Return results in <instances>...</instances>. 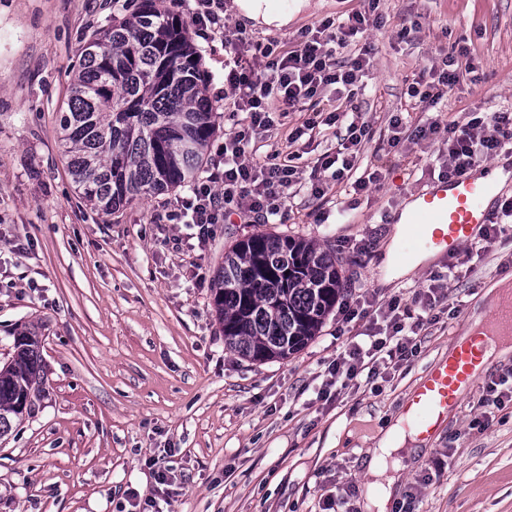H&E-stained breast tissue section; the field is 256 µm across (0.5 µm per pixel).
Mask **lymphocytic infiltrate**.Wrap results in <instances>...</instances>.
I'll use <instances>...</instances> for the list:
<instances>
[{"label": "lymphocytic infiltrate", "mask_w": 512, "mask_h": 512, "mask_svg": "<svg viewBox=\"0 0 512 512\" xmlns=\"http://www.w3.org/2000/svg\"><path fill=\"white\" fill-rule=\"evenodd\" d=\"M193 2L189 18L196 36L209 43L221 41L229 59L224 67V109L230 112L234 127L218 147L210 174L191 182L188 197L171 212V220L197 226L203 240L211 226L223 223L231 211L251 222L272 224L283 217L287 199L302 189L322 198L333 181L350 180L358 193L380 182L379 164L359 163L372 128L355 98L370 72L371 52L364 49L350 61L340 59L353 39L369 27L370 12L325 20L302 31L294 49L283 51L274 42L254 40L246 29L230 26L224 0ZM458 81L456 60L446 55L413 75L406 93L433 107ZM292 112L303 113V121L289 131L285 142L272 143L275 116ZM323 125L344 126L339 141L343 155L323 154L315 173L304 174L301 156L293 146ZM411 137L437 139L446 176H458L512 146V113L495 112L463 125L430 117L415 126ZM325 171L330 174L326 180L321 177ZM446 298L444 287L432 284L414 292L409 301L394 299L383 308L371 295L344 300L343 322L359 316L368 317L369 322L329 363L325 388L341 394L359 383H373L381 369L395 370L407 363L417 352L416 337L426 314Z\"/></svg>", "instance_id": "f902f5d3"}]
</instances>
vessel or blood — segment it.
Wrapping results in <instances>:
<instances>
[{"label": "vessel or blood", "instance_id": "1", "mask_svg": "<svg viewBox=\"0 0 512 512\" xmlns=\"http://www.w3.org/2000/svg\"><path fill=\"white\" fill-rule=\"evenodd\" d=\"M497 189V182L485 178L481 167L475 166L415 192L400 257L436 251L456 258L463 242L480 236L493 223L494 213L487 200ZM499 336L512 337V293L493 306L485 330L449 349L447 358L432 365L405 401L403 415L418 439H431L457 410L475 379L493 365L487 352L491 341Z\"/></svg>", "mask_w": 512, "mask_h": 512}]
</instances>
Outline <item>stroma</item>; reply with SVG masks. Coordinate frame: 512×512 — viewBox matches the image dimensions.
<instances>
[{
  "instance_id": "obj_1",
  "label": "stroma",
  "mask_w": 512,
  "mask_h": 512,
  "mask_svg": "<svg viewBox=\"0 0 512 512\" xmlns=\"http://www.w3.org/2000/svg\"><path fill=\"white\" fill-rule=\"evenodd\" d=\"M367 0H312L281 29L255 26L261 41L293 48L301 30L367 9ZM380 27L366 41L373 67L359 106L373 134L367 162L380 184L363 194L332 185L302 194L282 222L238 216L197 227L168 215L186 187L152 194L104 215L80 199L58 141L73 65L93 33L112 22V0H0V362L12 335L42 337L43 390L31 418L0 439V512H366L374 478L365 461L402 415L430 366L447 356L483 292L512 278V237L469 243L471 270L451 282L454 314L426 324L420 351L402 374L320 398L336 356L339 313L285 359L252 362L224 345L211 305L224 253L261 231L299 234L337 249L352 293L379 305L411 298L448 262L384 283L388 216L412 192L441 178L433 142L387 144L391 116L426 119L406 81L440 54L456 53L460 80L438 109L447 121L512 107V0H379ZM407 39H398L402 28ZM214 98V159L230 121L216 94L224 52L194 39ZM476 73H468V66ZM473 384L421 453L401 456L396 512H512V416L480 426ZM444 469H435L438 458ZM166 468L167 493L155 475ZM137 495L128 501L126 491Z\"/></svg>"
}]
</instances>
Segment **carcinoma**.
<instances>
[{
    "label": "carcinoma",
    "mask_w": 512,
    "mask_h": 512,
    "mask_svg": "<svg viewBox=\"0 0 512 512\" xmlns=\"http://www.w3.org/2000/svg\"><path fill=\"white\" fill-rule=\"evenodd\" d=\"M95 35L72 69L60 145L80 198L108 215L190 181L215 127L200 59L181 18L158 0ZM335 250L253 233L224 253L213 304L225 347L251 361L284 359L319 333L348 292ZM36 332L13 337L0 366V437L31 415L42 382Z\"/></svg>",
    "instance_id": "1"
}]
</instances>
